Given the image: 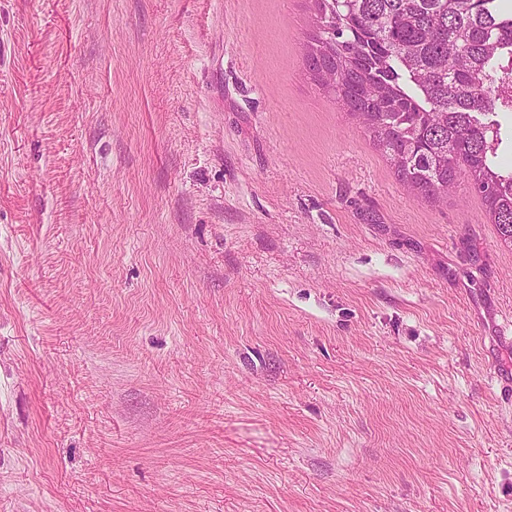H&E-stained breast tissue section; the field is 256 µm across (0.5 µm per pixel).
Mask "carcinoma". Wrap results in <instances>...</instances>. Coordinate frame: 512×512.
<instances>
[{
	"instance_id": "cac0c4a2",
	"label": "carcinoma",
	"mask_w": 512,
	"mask_h": 512,
	"mask_svg": "<svg viewBox=\"0 0 512 512\" xmlns=\"http://www.w3.org/2000/svg\"><path fill=\"white\" fill-rule=\"evenodd\" d=\"M311 73L369 133L410 192L434 198L457 182L484 202L512 243V170L495 161L509 98L498 68L512 48L499 0H313Z\"/></svg>"
}]
</instances>
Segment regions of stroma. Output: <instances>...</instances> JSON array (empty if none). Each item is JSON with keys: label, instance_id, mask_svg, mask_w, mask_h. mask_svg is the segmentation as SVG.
Instances as JSON below:
<instances>
[{"label": "stroma", "instance_id": "obj_1", "mask_svg": "<svg viewBox=\"0 0 512 512\" xmlns=\"http://www.w3.org/2000/svg\"><path fill=\"white\" fill-rule=\"evenodd\" d=\"M312 0H0V512H512V244L407 193Z\"/></svg>", "mask_w": 512, "mask_h": 512}]
</instances>
